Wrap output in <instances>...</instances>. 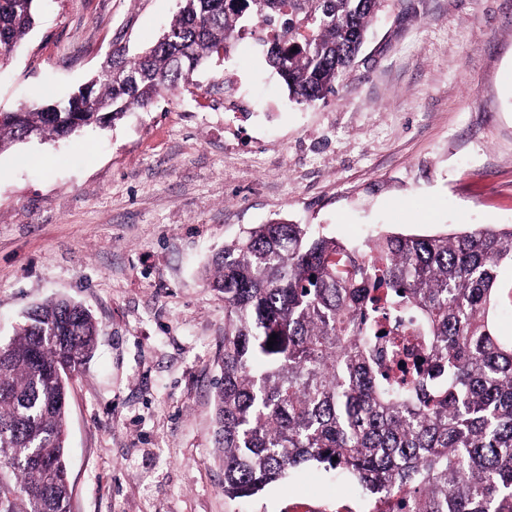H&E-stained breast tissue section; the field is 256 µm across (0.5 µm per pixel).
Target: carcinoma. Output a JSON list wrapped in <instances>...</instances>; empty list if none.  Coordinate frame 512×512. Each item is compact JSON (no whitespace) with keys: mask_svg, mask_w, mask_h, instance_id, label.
I'll return each mask as SVG.
<instances>
[{"mask_svg":"<svg viewBox=\"0 0 512 512\" xmlns=\"http://www.w3.org/2000/svg\"><path fill=\"white\" fill-rule=\"evenodd\" d=\"M146 51H120L87 90L0 112V151L60 140L150 110L229 53L244 23L298 104L326 100L380 0H180ZM37 0H0V49L33 28ZM297 51H292V48ZM512 229L379 233L360 245L307 224H259L206 271L224 293L215 397L224 496L251 497L302 466L339 468L374 512H512V306L498 270ZM408 321L421 344L393 334ZM273 347H267L271 335ZM98 325L65 298L30 307L0 343V512H71L68 397Z\"/></svg>","mask_w":512,"mask_h":512,"instance_id":"1","label":"carcinoma"}]
</instances>
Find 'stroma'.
<instances>
[{
	"instance_id": "1",
	"label": "stroma",
	"mask_w": 512,
	"mask_h": 512,
	"mask_svg": "<svg viewBox=\"0 0 512 512\" xmlns=\"http://www.w3.org/2000/svg\"><path fill=\"white\" fill-rule=\"evenodd\" d=\"M178 0H38L0 111L69 96L139 54ZM512 226V0H385L335 96L296 104L256 39L116 124L0 152V340L66 297L99 324L69 393L72 512H373L303 468L235 503L215 446L224 295L203 274L248 228Z\"/></svg>"
}]
</instances>
